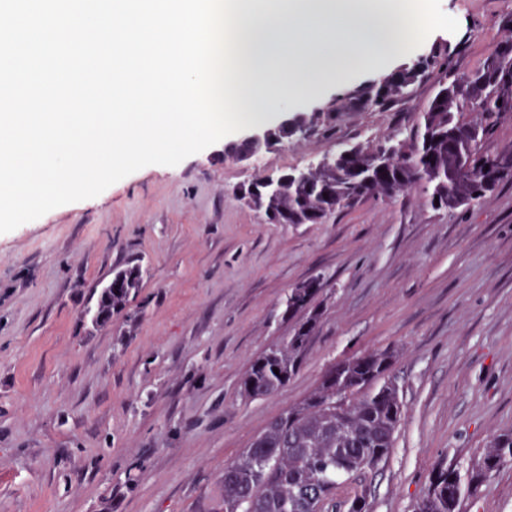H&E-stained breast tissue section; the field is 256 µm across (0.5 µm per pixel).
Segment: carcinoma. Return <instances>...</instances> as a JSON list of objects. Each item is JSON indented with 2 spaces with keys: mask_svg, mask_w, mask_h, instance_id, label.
Returning <instances> with one entry per match:
<instances>
[{
  "mask_svg": "<svg viewBox=\"0 0 512 512\" xmlns=\"http://www.w3.org/2000/svg\"><path fill=\"white\" fill-rule=\"evenodd\" d=\"M431 56L404 64L379 83L355 87L348 106L382 109L407 95L429 68ZM475 113L466 121L463 115ZM512 113V39L497 43L484 64L451 82L439 81L426 108L410 127L386 144L343 147L324 162L290 169L253 182L244 192L252 209L273 224H320L343 206L368 197H392L415 186L423 188L432 209H469L482 203L506 180H512V149L496 154L482 150V140L499 116ZM142 279L138 267L116 272L101 290L91 321L107 322L125 309ZM319 293L292 289L286 313L305 317L293 333L264 350L240 382L243 395L271 396L297 372L321 313L312 307ZM392 350L355 356L338 364V377L323 378L301 403L275 417L224 467L218 512H329L336 509V485L350 476L345 457L357 461L355 471H377L394 448L403 404L388 373ZM279 373H274V370ZM349 391L343 408L346 421L357 425L351 441L336 422V395ZM512 461V430L489 442L478 460L461 471L438 463L422 496L421 512H457L461 496L474 493L489 474ZM344 512H372L371 493L356 491L343 501Z\"/></svg>",
  "mask_w": 512,
  "mask_h": 512,
  "instance_id": "cac0c4a2",
  "label": "carcinoma"
}]
</instances>
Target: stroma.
<instances>
[{
    "label": "stroma",
    "mask_w": 512,
    "mask_h": 512,
    "mask_svg": "<svg viewBox=\"0 0 512 512\" xmlns=\"http://www.w3.org/2000/svg\"><path fill=\"white\" fill-rule=\"evenodd\" d=\"M456 33L354 68V87L433 53L411 95L343 112L328 133L252 165L215 143L149 165L97 197L0 234V512H217L224 467L346 358L391 349L403 414L372 479L373 512H413L432 467L460 468L512 428V180L480 205L436 211L422 189L366 198L320 224H268L238 198L257 178L388 141L440 80L482 65L512 0H440ZM137 296L108 322L85 312L120 269ZM323 317L300 370L246 398L255 358L292 333V288L314 277ZM460 512H512V462Z\"/></svg>",
    "instance_id": "obj_1"
}]
</instances>
